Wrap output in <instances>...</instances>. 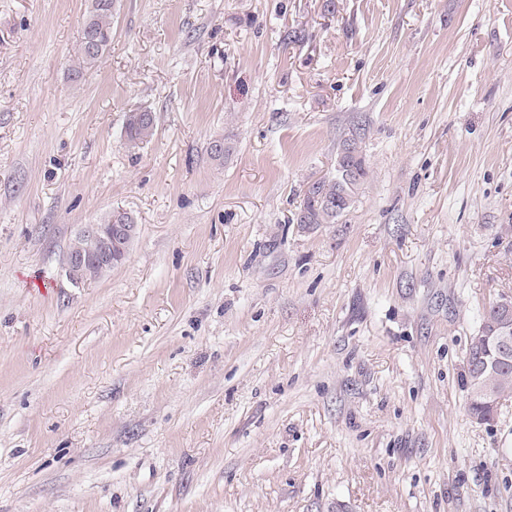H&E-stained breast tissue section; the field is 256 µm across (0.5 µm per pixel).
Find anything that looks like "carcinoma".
Masks as SVG:
<instances>
[{"label": "carcinoma", "instance_id": "carcinoma-1", "mask_svg": "<svg viewBox=\"0 0 512 512\" xmlns=\"http://www.w3.org/2000/svg\"><path fill=\"white\" fill-rule=\"evenodd\" d=\"M114 0H91V7L84 21L81 38L77 50L79 67L73 69V78L78 79L82 67L98 62L112 41V8ZM156 122L148 111L132 112L126 121L128 142L136 146L153 137ZM345 171V156H339L336 162V178L323 179L312 183L304 192L303 205L297 217L299 224H334L354 203L353 188L358 178ZM110 272L108 268L89 266L75 270L72 279L82 283L100 279ZM492 360L496 356V348L486 338H472L466 354L464 385L468 391V410L474 413L482 410L477 402L476 393L483 388H490L504 398H512V361L500 362L493 369L482 366L479 356Z\"/></svg>", "mask_w": 512, "mask_h": 512}]
</instances>
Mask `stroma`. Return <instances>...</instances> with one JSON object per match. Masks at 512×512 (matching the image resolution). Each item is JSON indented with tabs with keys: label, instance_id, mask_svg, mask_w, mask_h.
<instances>
[{
	"label": "stroma",
	"instance_id": "obj_1",
	"mask_svg": "<svg viewBox=\"0 0 512 512\" xmlns=\"http://www.w3.org/2000/svg\"><path fill=\"white\" fill-rule=\"evenodd\" d=\"M90 6L0 0V512H512V400L462 384L512 296V0H115L75 81ZM356 127L354 204L297 223ZM113 6V0H91V7L81 31L77 50L79 65L72 71L73 79L81 77L82 67L98 62L111 43ZM89 38L94 40V45ZM156 131L155 118L148 111L131 112L126 121L127 140L132 146L147 141ZM121 216L123 219L120 221L121 224H104L108 222V217L103 220V224L80 225L77 234L80 233L90 238L97 246L88 252H78L91 249L93 243L76 237L72 240L67 253H78H74L68 258L66 267L89 266L84 269L74 270L71 274L72 279H77L83 284L98 280L112 270V268L102 267H112L125 258L129 243L136 232V224L125 213L121 214ZM66 267L65 270L67 269ZM67 277L71 280L68 275Z\"/></svg>",
	"mask_w": 512,
	"mask_h": 512
}]
</instances>
